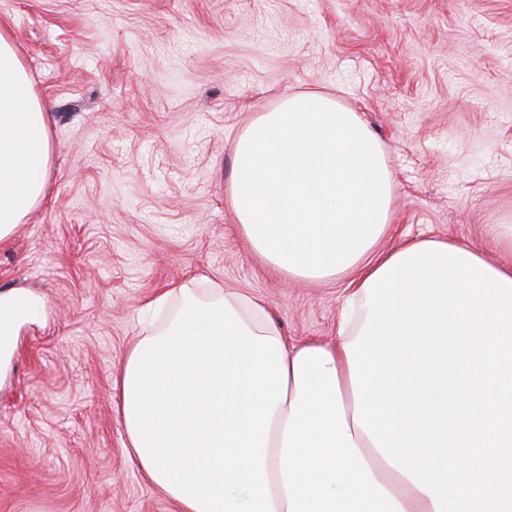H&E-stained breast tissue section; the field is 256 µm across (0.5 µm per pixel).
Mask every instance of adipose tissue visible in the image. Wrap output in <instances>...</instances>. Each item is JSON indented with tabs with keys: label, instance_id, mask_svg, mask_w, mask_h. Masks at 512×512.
I'll return each instance as SVG.
<instances>
[{
	"label": "adipose tissue",
	"instance_id": "obj_1",
	"mask_svg": "<svg viewBox=\"0 0 512 512\" xmlns=\"http://www.w3.org/2000/svg\"><path fill=\"white\" fill-rule=\"evenodd\" d=\"M48 119L0 33V244L44 197ZM249 247L303 279L352 274L332 341L268 304L172 285L114 388L131 458L175 512H512V259L451 241L376 254L393 210L377 137L320 94L239 136Z\"/></svg>",
	"mask_w": 512,
	"mask_h": 512
}]
</instances>
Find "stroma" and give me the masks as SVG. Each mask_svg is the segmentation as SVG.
<instances>
[{
  "instance_id": "obj_1",
  "label": "stroma",
  "mask_w": 512,
  "mask_h": 512,
  "mask_svg": "<svg viewBox=\"0 0 512 512\" xmlns=\"http://www.w3.org/2000/svg\"><path fill=\"white\" fill-rule=\"evenodd\" d=\"M0 32L52 142L47 193L0 247V293L38 303L0 346V512H171L112 389L170 284L252 293L287 337L335 338L349 276H289L230 201L239 135L284 97L327 95L379 138L380 251H507L512 0H0Z\"/></svg>"
}]
</instances>
